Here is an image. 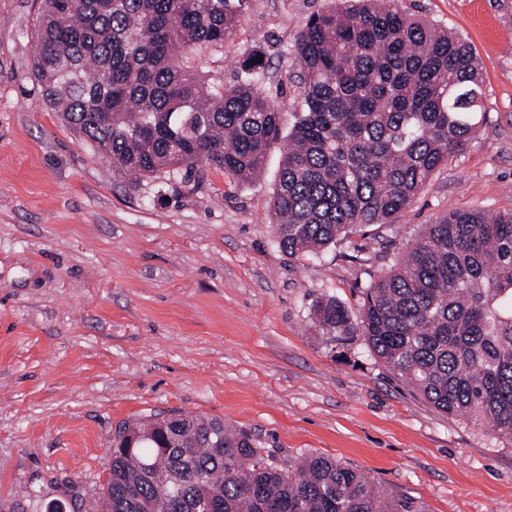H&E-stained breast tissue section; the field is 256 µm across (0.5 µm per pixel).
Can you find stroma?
I'll return each instance as SVG.
<instances>
[{"mask_svg": "<svg viewBox=\"0 0 512 512\" xmlns=\"http://www.w3.org/2000/svg\"><path fill=\"white\" fill-rule=\"evenodd\" d=\"M42 0H0V499L76 487L96 512L118 424L219 417L278 454L319 453L420 512H512V447L395 380L362 336L327 341L325 293L357 311L365 289L448 210L512 211V0H398L473 48L486 119L394 224L322 255L275 245L265 177L212 167L198 183L115 179L33 81ZM328 0H249L224 44L225 83L264 51L262 88L290 127L302 92L294 40Z\"/></svg>", "mask_w": 512, "mask_h": 512, "instance_id": "1", "label": "stroma"}]
</instances>
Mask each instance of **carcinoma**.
Wrapping results in <instances>:
<instances>
[{"mask_svg": "<svg viewBox=\"0 0 512 512\" xmlns=\"http://www.w3.org/2000/svg\"><path fill=\"white\" fill-rule=\"evenodd\" d=\"M247 0H43L34 79L112 177L190 183L207 165L245 183L282 139L259 87L190 64L222 53ZM301 101L268 205L274 242L318 256L354 229L393 224L483 123L472 48L392 0H341L295 41ZM320 335L361 333L393 377L436 410L512 445V212L451 210L366 288L357 312L320 294ZM100 512H417L322 454L281 458L223 419L172 414L119 425ZM73 494L44 512H69Z\"/></svg>", "mask_w": 512, "mask_h": 512, "instance_id": "carcinoma-1", "label": "carcinoma"}]
</instances>
